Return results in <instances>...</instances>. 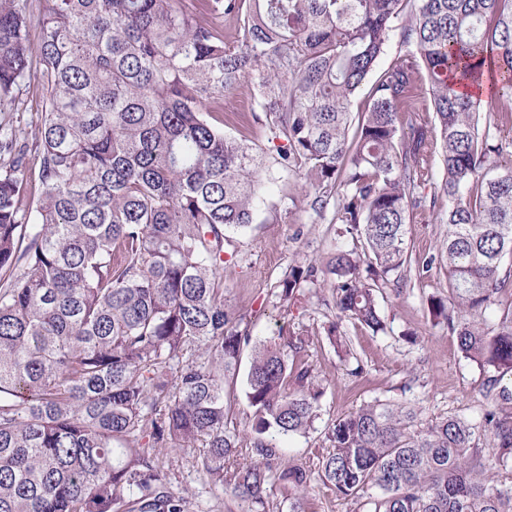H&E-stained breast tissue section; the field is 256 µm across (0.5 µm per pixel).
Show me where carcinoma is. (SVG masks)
<instances>
[{
	"label": "carcinoma",
	"instance_id": "1",
	"mask_svg": "<svg viewBox=\"0 0 512 512\" xmlns=\"http://www.w3.org/2000/svg\"><path fill=\"white\" fill-rule=\"evenodd\" d=\"M395 36L405 51L369 81ZM33 84L28 201L13 113ZM244 84L281 141L270 159L210 121ZM511 133L512 0H0V512H184L163 448L198 449L240 512L316 479L361 512H512V486L484 477L512 461L507 388L478 423L368 403L329 427L318 472L278 469L324 386L299 358L305 331L253 338L223 275L225 231L253 222L261 173L294 171L363 252L291 267L272 285L281 306L329 284L326 337L347 360L340 321L384 329L406 225L438 221L448 295L429 315L465 358L512 372V318L480 323L512 287ZM247 349L249 463L233 421Z\"/></svg>",
	"mask_w": 512,
	"mask_h": 512
}]
</instances>
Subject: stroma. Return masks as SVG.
Returning <instances> with one entry per match:
<instances>
[{
	"label": "stroma",
	"instance_id": "1",
	"mask_svg": "<svg viewBox=\"0 0 512 512\" xmlns=\"http://www.w3.org/2000/svg\"><path fill=\"white\" fill-rule=\"evenodd\" d=\"M252 105L248 88L240 87L225 100L223 112L214 113L213 121L223 124L227 134L264 146L270 133L253 122ZM271 176L253 223L244 231L230 232L224 243V299L246 316L254 337L299 328L310 334L300 357L325 385L321 414L309 434L283 442L282 465L303 462L317 467L329 446L325 436L329 425L367 402L403 403L419 410L426 420L457 416L476 422L497 388L512 389V372L479 368L462 356L447 325L429 318L428 300L448 290L447 273L435 261L448 231L440 223L408 225L412 261L399 271L397 284L385 288L379 298L385 332L375 335L342 322L354 356L339 361L323 330L335 317L323 292L305 289L301 299L286 309L272 296L271 286L290 266L327 257L339 247L353 248L354 243L342 234L335 209L319 216L310 210L308 189L294 173L275 169ZM358 367L362 375L353 376ZM193 456L186 448L162 453L172 487L186 502L185 512H238L229 495L203 482L192 466Z\"/></svg>",
	"mask_w": 512,
	"mask_h": 512
}]
</instances>
